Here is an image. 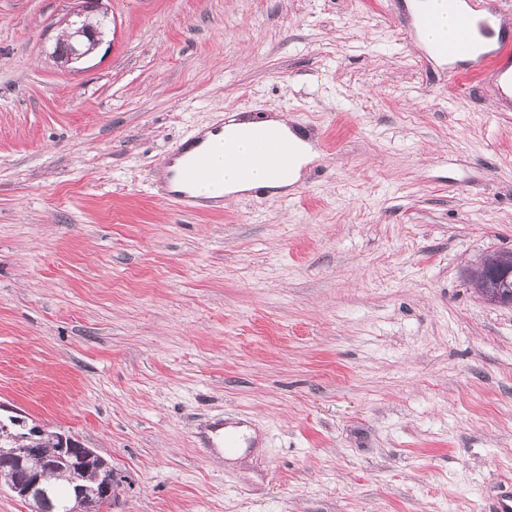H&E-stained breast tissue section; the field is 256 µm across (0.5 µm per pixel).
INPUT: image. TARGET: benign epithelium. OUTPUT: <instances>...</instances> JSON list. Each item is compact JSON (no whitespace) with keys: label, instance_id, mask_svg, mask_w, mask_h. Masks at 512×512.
Masks as SVG:
<instances>
[{"label":"benign epithelium","instance_id":"1","mask_svg":"<svg viewBox=\"0 0 512 512\" xmlns=\"http://www.w3.org/2000/svg\"><path fill=\"white\" fill-rule=\"evenodd\" d=\"M79 7L67 16L64 20L66 28L58 38L57 43H67V47L60 51L54 50L52 58L62 67H69L78 64L89 58L99 45L103 42L104 34L87 23L92 17L107 19L110 17L108 10L104 7L105 0H77ZM512 277V268L500 265L499 258L493 257L483 262L477 275L478 289L482 300L493 306H512V294L507 295L503 289L508 287V280ZM44 429L34 426L31 430L29 444L23 448L1 449L0 454L15 462H20L27 457L39 456L43 449L38 447L39 439L44 437ZM58 442L60 451L67 453L68 463L73 468L81 469L90 461H95L100 470L103 471V478L98 487L92 489L77 488L75 495L78 503L76 512H95V500L106 499L112 496V469L108 463L98 458L95 453L82 448L74 450L75 440L63 433L53 434ZM42 477L26 473L22 479L16 481L12 486L14 493L28 499L30 497L45 498L47 493L40 488Z\"/></svg>","mask_w":512,"mask_h":512}]
</instances>
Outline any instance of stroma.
I'll list each match as a JSON object with an SVG mask.
<instances>
[{
    "instance_id": "stroma-1",
    "label": "stroma",
    "mask_w": 512,
    "mask_h": 512,
    "mask_svg": "<svg viewBox=\"0 0 512 512\" xmlns=\"http://www.w3.org/2000/svg\"><path fill=\"white\" fill-rule=\"evenodd\" d=\"M407 0H0V404L112 466L102 512H494L512 490V106ZM336 143L284 196L151 188L225 109ZM256 447H207L218 423ZM76 2L81 5L64 20L66 28L58 38L52 53V58L62 67H69L86 60L103 42L104 34L88 24L87 20L91 17L104 19L110 17L107 8L104 7L105 0H76ZM63 42L68 44L63 51H60L58 45ZM500 258L493 257L485 260L477 275L478 289L482 300L493 306H512V294H504L503 288H508V280L512 276V268L500 265ZM493 269V273L489 270ZM502 282L504 284L502 285Z\"/></svg>"
}]
</instances>
